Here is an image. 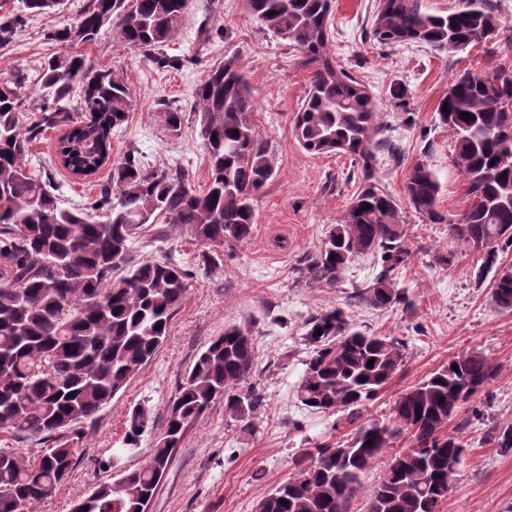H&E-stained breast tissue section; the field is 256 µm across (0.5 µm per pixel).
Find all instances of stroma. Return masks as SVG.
I'll return each instance as SVG.
<instances>
[{"label": "stroma", "mask_w": 512, "mask_h": 512, "mask_svg": "<svg viewBox=\"0 0 512 512\" xmlns=\"http://www.w3.org/2000/svg\"><path fill=\"white\" fill-rule=\"evenodd\" d=\"M86 3L65 0L60 11L26 20L9 42H0V83L24 76L26 116L37 115L46 101L39 74L48 58L78 55L93 68L116 70L132 93L134 110L112 138L113 160L136 153L155 164L178 162L193 184L202 187L208 162L195 120L187 119L181 135L172 137L157 113L165 103L190 109L194 90L211 67L234 54L255 91L252 119L277 146L279 159L274 178L254 200L253 234L236 247L233 260L225 261L221 276L206 273L200 262L204 248L186 232L165 240L155 224L139 232L138 258L169 257L189 271L187 297L152 360L95 422L83 426L82 456L56 495L38 505V512H70L94 486L116 479L109 457L121 447L134 408L149 413L152 427L141 445L150 447L198 354L233 324L249 328L255 343L253 384L261 401L253 429L244 431L240 422L225 416L223 403L212 404L176 448L148 512H254L257 502L288 480L309 451L352 438L355 426L349 413L312 412L294 395L310 351L308 324L338 307L351 325L406 345L405 367L366 402L362 419L388 418L398 396L454 356L479 352L487 357L495 379L448 424L449 432L461 433L468 447L438 512H512V449L488 442L491 426L512 425V313L495 309L488 283L477 281L479 255L448 237V221L460 217L469 198L451 164V136L436 112L456 72L512 68V0H497L501 29L495 41L454 53H438L422 44H378L368 36L378 0H333L335 57L372 91L400 148L397 158L383 159L375 175L377 187L405 202L407 175L422 160L443 185L439 210L447 215L446 223L433 224L413 210L405 212L410 261L398 281L407 300L384 311L352 298L375 273L370 258L356 259L335 288L305 286L296 278L300 259L340 222L357 188L350 156L314 155L295 139L294 118L310 78L300 54L263 31L243 0H217L211 13L194 9L187 14L181 37L164 48L167 55L184 59V67L177 69L159 68L110 30L90 43L46 39V31L74 26ZM203 24L211 32L206 41L197 36ZM394 85L405 91L404 108H396L389 95ZM66 131L60 125L31 142V170L51 179L64 207L72 208L93 200L110 170L105 167L81 179L63 169L56 151ZM446 255L451 263H443ZM475 410L480 419H472Z\"/></svg>", "instance_id": "1"}]
</instances>
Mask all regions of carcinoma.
Returning a JSON list of instances; mask_svg holds the SVG:
<instances>
[{
    "label": "carcinoma",
    "mask_w": 512,
    "mask_h": 512,
    "mask_svg": "<svg viewBox=\"0 0 512 512\" xmlns=\"http://www.w3.org/2000/svg\"><path fill=\"white\" fill-rule=\"evenodd\" d=\"M61 2L22 0L25 15L0 16V41L11 39L25 16L54 11ZM244 2L263 30L291 46L311 70L294 123L297 142L311 153L352 156L364 183L341 223L301 258L297 279L335 288L356 258L370 256L382 269L355 298L374 310L406 301L395 279L409 259L405 217L397 201L371 183L377 149L395 153L397 147L374 95L332 54L333 0ZM191 6L192 0H89L76 26L46 37L87 42L107 27L160 67L178 68L181 60L159 50L181 36ZM496 13L494 0H464L446 15L429 13L423 0H379L371 37L384 45L417 43L456 52L492 42L500 29ZM41 84L49 99L32 122L22 115V78L0 85V431L55 446L38 459L0 448V512H34L55 495L82 454L80 437L65 434L94 422L128 386L162 345L186 299L185 270L170 258L138 259L135 235L147 224L185 229L210 248L202 262L218 275L224 267L218 248L231 253L250 239L254 196L274 177L278 162L277 150L252 121L256 98L235 55L213 66L194 93L210 172L203 190L182 166H152L136 156L110 163L112 133L134 108L122 74L67 54L44 64ZM76 87L77 122L69 113ZM510 101L512 70L499 68L486 75L456 74L438 103L439 122L453 137L451 162L471 200L459 219L448 222L437 210L442 184L428 163H415L405 182L415 213L448 223V237L472 251L484 245L480 281L497 265L499 252L512 247ZM464 113L472 118L463 119ZM185 116L164 105L159 121L177 136ZM61 124L69 126L57 147L64 169L87 176L112 164L110 182L88 209L61 207L50 181L29 170L32 140ZM98 211L100 219L92 216ZM19 224L27 225L23 235ZM490 300L512 312V270L494 276ZM307 336L312 350L295 397L311 411L347 410L355 419L359 407L406 365L403 342L352 327L339 308L314 317ZM254 366L249 329L224 328L198 355L143 463L123 471L122 482L97 486L72 512H143L174 449L212 404L224 401L226 416L250 425L260 403ZM493 378L494 368L479 353L451 358L397 398L388 422L355 428L352 440L360 454L340 462L332 446L318 448L288 482L260 499L255 512H351L362 495L368 512H436L467 448L448 424ZM148 426L147 411L133 410L123 447L112 451L110 462L136 452ZM403 436L409 446L392 456L377 483L365 486L363 475ZM489 436L496 447L512 449V426L494 427Z\"/></svg>",
    "instance_id": "cac0c4a2"
}]
</instances>
